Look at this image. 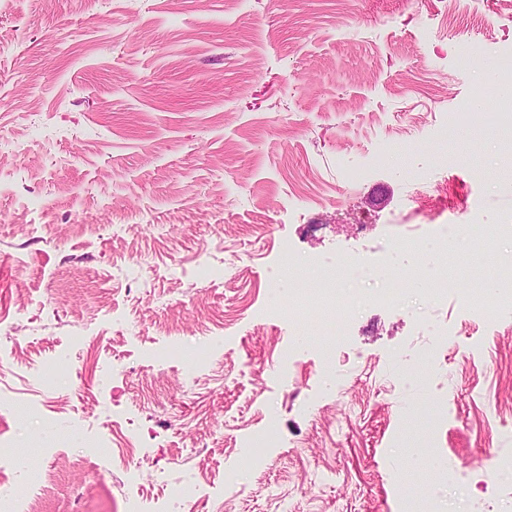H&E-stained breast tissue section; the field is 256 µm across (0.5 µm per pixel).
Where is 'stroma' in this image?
Instances as JSON below:
<instances>
[{
  "mask_svg": "<svg viewBox=\"0 0 512 512\" xmlns=\"http://www.w3.org/2000/svg\"><path fill=\"white\" fill-rule=\"evenodd\" d=\"M508 57L501 0H0V481L40 469L41 512L199 480L222 496L195 512H402L435 487L439 512H512V310L461 308L468 265L403 278L398 308L357 284L328 363L276 309L307 284L282 241L364 260L416 207L512 225L486 95Z\"/></svg>",
  "mask_w": 512,
  "mask_h": 512,
  "instance_id": "35a3bbf8",
  "label": "stroma"
}]
</instances>
